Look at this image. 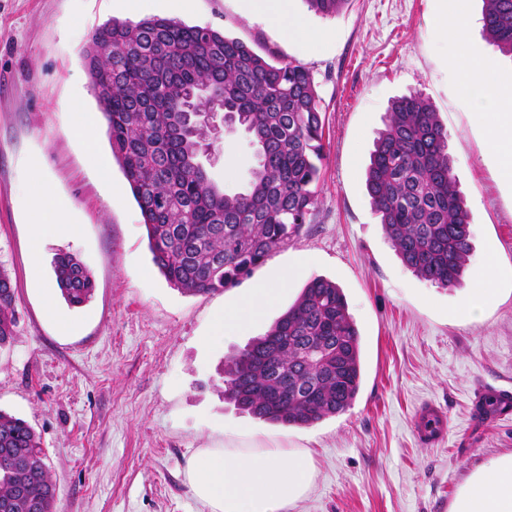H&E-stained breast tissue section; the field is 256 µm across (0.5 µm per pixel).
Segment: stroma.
I'll return each instance as SVG.
<instances>
[{"label":"stroma","instance_id":"35a3bbf8","mask_svg":"<svg viewBox=\"0 0 512 512\" xmlns=\"http://www.w3.org/2000/svg\"><path fill=\"white\" fill-rule=\"evenodd\" d=\"M452 0H348L324 16L293 0L303 26L324 34L314 50L260 18L240 0H144L142 16L208 25L260 55L303 65L325 116V159L310 224L271 253L238 286L191 295L152 262L146 230L102 124L82 58L91 33L122 14L120 0H0V270L16 288L15 335L0 349V410L27 420L47 452L58 512H211L189 485L187 465L225 437L253 433L308 449L312 485L290 512H450L469 477L512 455V417L475 411L478 393L512 388V184L483 153L472 84L451 56L484 58L512 83V59L481 32L482 0H466V41L436 38ZM417 91L448 131L453 173L471 212L473 250L461 287L439 288L398 258L364 188V169L392 100ZM97 121L95 153L70 134L75 99ZM41 165L33 179L31 159ZM256 163L240 131L225 135L211 176L243 187ZM68 201L72 238L44 241L30 257L27 203L42 184ZM79 258L92 298L67 307L70 331L45 311L56 290L53 260ZM501 292L478 318L463 306L487 257ZM305 277L278 297L243 335L213 344L224 309L299 259ZM342 289L360 334L361 383L348 410L308 427L241 413L224 398L225 363L266 333L307 280ZM427 402L445 408L448 432L425 444L413 419Z\"/></svg>","mask_w":512,"mask_h":512}]
</instances>
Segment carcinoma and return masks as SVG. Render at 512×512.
I'll list each match as a JSON object with an SVG mask.
<instances>
[{
	"mask_svg": "<svg viewBox=\"0 0 512 512\" xmlns=\"http://www.w3.org/2000/svg\"><path fill=\"white\" fill-rule=\"evenodd\" d=\"M333 16L346 0H307ZM482 33L512 58V0H483ZM112 41V104L102 103L113 155L131 186L154 264L192 295L233 287L310 223L324 159L320 99L308 70L257 54L210 27L158 16L110 19L90 41ZM201 79L256 147L245 187L222 190L201 164L207 133L185 110ZM365 188L402 263L456 288L469 259L471 217L453 175L448 132L419 93L391 104ZM65 301H89L86 266L54 259ZM11 278L0 271V348L15 333ZM316 348L331 359L310 364ZM360 335L342 289L310 280L267 333L224 367V396L253 418L311 426L345 412L360 386ZM33 427L0 411V512H55L56 484Z\"/></svg>",
	"mask_w": 512,
	"mask_h": 512,
	"instance_id": "obj_1",
	"label": "carcinoma"
}]
</instances>
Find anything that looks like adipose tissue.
Here are the masks:
<instances>
[{
  "label": "adipose tissue",
  "mask_w": 512,
  "mask_h": 512,
  "mask_svg": "<svg viewBox=\"0 0 512 512\" xmlns=\"http://www.w3.org/2000/svg\"><path fill=\"white\" fill-rule=\"evenodd\" d=\"M244 7L288 37L305 39L316 49L323 43L322 35L309 32L293 16L291 0H244ZM471 68L478 79L475 118L484 128L485 150L499 158V177L512 183V85L496 80L489 61L472 60ZM35 207L45 217L32 229L30 249L36 258L44 240L72 236L75 226L70 204L48 188H41ZM306 268V262H297L276 280L252 288L236 309L219 317L224 336L233 337L261 319ZM188 477L194 494L212 512H288L308 492L314 464L309 450L255 440L201 450L188 463ZM451 512H512V455L478 470Z\"/></svg>",
  "instance_id": "1"
}]
</instances>
